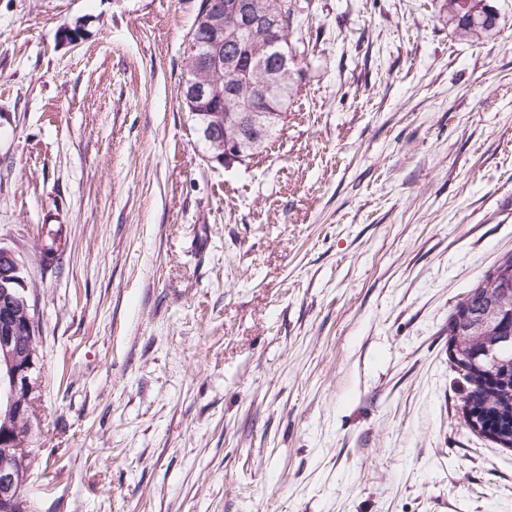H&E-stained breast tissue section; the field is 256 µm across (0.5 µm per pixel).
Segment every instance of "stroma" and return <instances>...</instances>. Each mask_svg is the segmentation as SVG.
Wrapping results in <instances>:
<instances>
[{
	"mask_svg": "<svg viewBox=\"0 0 512 512\" xmlns=\"http://www.w3.org/2000/svg\"><path fill=\"white\" fill-rule=\"evenodd\" d=\"M486 2L468 41L444 0H293L288 122L228 168L181 107L200 0H0L29 512H512L448 359L512 256V0ZM52 230H49L45 236V239L41 241L40 244V260L43 266L45 267H54L59 268L62 265L63 252L64 250L61 247V242H58V229L55 234L51 233Z\"/></svg>",
	"mask_w": 512,
	"mask_h": 512,
	"instance_id": "35a3bbf8",
	"label": "stroma"
}]
</instances>
